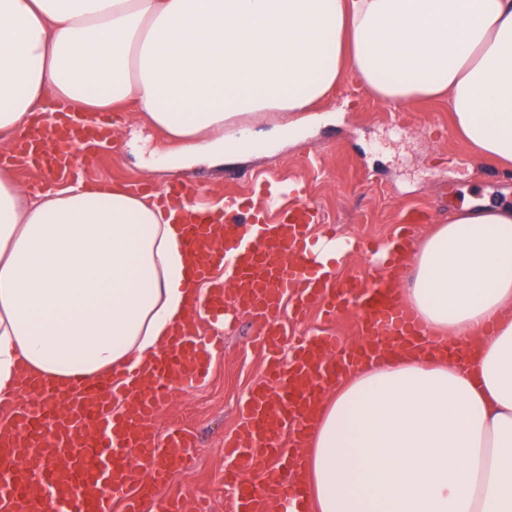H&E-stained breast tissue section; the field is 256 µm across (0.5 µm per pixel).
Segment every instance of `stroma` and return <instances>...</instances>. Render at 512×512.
<instances>
[{
    "label": "stroma",
    "instance_id": "obj_1",
    "mask_svg": "<svg viewBox=\"0 0 512 512\" xmlns=\"http://www.w3.org/2000/svg\"><path fill=\"white\" fill-rule=\"evenodd\" d=\"M321 122L296 137L278 132L280 120L245 119L250 134L264 148L224 160L199 159L188 167L149 169L152 153L167 148V139L137 118L128 106L112 130L115 151L105 152L87 173L88 184L123 186L133 181L164 186L180 178L199 189L207 205L230 193L250 191V177L298 185L285 205L312 201L321 221L315 237L345 236L387 241L396 224L415 209L423 217L412 224L408 240L417 242L464 200L512 201V171L482 160L457 136L448 103L421 100L399 106L376 98L353 73H346L318 109ZM242 172L227 182V168ZM266 319L239 313L224 329V352L208 377L192 389H174L159 413L161 430L186 429L197 443L187 468L176 474L162 498L194 494L208 512H229L232 495L224 479V439L237 428V407L264 377L262 357L253 343Z\"/></svg>",
    "mask_w": 512,
    "mask_h": 512
}]
</instances>
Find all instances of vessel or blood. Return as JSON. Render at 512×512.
<instances>
[{
	"label": "vessel or blood",
	"instance_id": "b4317fda",
	"mask_svg": "<svg viewBox=\"0 0 512 512\" xmlns=\"http://www.w3.org/2000/svg\"><path fill=\"white\" fill-rule=\"evenodd\" d=\"M111 144V122L84 119L60 101L52 112L34 113L0 166L31 164L78 177ZM133 191L184 210V243L197 279L208 286L206 297L190 303L170 348L148 370H115L67 386L27 378L19 393L0 392V512H113L118 503L124 512H143L145 501L186 466L196 443L181 429L160 436L157 419L173 384L196 386L222 349L201 336L202 323L227 324L241 310L274 318L287 299L298 316L314 306L329 316L359 307L360 333L369 339L359 349L340 350L339 338L324 333L301 337L285 358L275 326L259 342L267 380L240 405L239 425L224 440L225 480L244 487V473L259 476L257 487H244L234 512L288 505L304 493L288 460L302 449L325 381L383 346L422 340V324L385 281L336 279L309 234L317 217L311 203L277 212L266 188L254 199L227 202L223 221L214 223L198 210L196 187L176 182L154 193L142 185Z\"/></svg>",
	"mask_w": 512,
	"mask_h": 512
}]
</instances>
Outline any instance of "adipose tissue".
I'll use <instances>...</instances> for the list:
<instances>
[{
    "mask_svg": "<svg viewBox=\"0 0 512 512\" xmlns=\"http://www.w3.org/2000/svg\"><path fill=\"white\" fill-rule=\"evenodd\" d=\"M349 71L387 102L447 99L467 145L512 163V0H0V135L52 100L132 101L188 162L251 149L242 115L295 129ZM408 264L397 297L475 354L344 377L306 436L302 512H512V206L462 205ZM195 291L175 211L0 169V390L146 364Z\"/></svg>",
    "mask_w": 512,
    "mask_h": 512,
    "instance_id": "ef3b65f1",
    "label": "adipose tissue"
}]
</instances>
